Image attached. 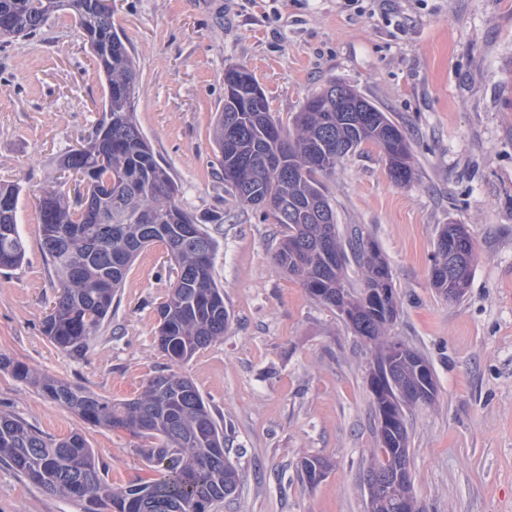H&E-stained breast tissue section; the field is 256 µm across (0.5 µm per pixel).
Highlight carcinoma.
Masks as SVG:
<instances>
[{"instance_id": "obj_1", "label": "carcinoma", "mask_w": 512, "mask_h": 512, "mask_svg": "<svg viewBox=\"0 0 512 512\" xmlns=\"http://www.w3.org/2000/svg\"><path fill=\"white\" fill-rule=\"evenodd\" d=\"M68 10L106 75L103 117L77 149L58 162L62 174L36 197L43 247L53 265L58 291L44 324L60 351L88 349L112 310L133 259L147 246H164L176 277L158 308L161 351L176 365L188 362L224 336L230 315L213 274L216 242L203 228L224 217L201 219L183 207L180 189L161 165L135 117L134 57L112 30V9L102 0H0V44L37 34L57 12ZM228 95L217 113L214 144L224 184L240 207L262 209L287 228L273 264L294 277L313 299L346 314L348 325L375 348L369 386L374 411L404 415L423 386L416 364L395 365L386 356L388 328L399 301L388 262L376 243L344 234L318 176L336 169L364 145L380 148L394 181L413 177V156L400 127L378 106L343 81L333 80L306 97L289 131L270 113L262 88L243 66L226 70ZM342 88L357 104L336 111L333 94ZM21 189L0 183V268L19 266L26 242L18 224ZM474 236L462 224H445L436 239L430 269L435 290L455 300L469 287ZM362 269L361 289L350 286L348 267ZM0 370L33 386L41 395L93 427L123 430L144 442L140 449L155 475L113 486L84 435L47 436L23 420L0 413V461L44 490L80 506L82 512H181L206 510L237 492L239 474L220 430L194 382L175 372L158 374L132 399L106 400L65 380L34 372L0 354ZM385 461L369 466L402 468L400 481L380 499L375 512L407 508L410 467L408 427L376 430ZM159 448H177L167 458Z\"/></svg>"}]
</instances>
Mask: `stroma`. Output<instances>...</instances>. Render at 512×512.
<instances>
[{"label":"stroma","instance_id":"35a3bbf8","mask_svg":"<svg viewBox=\"0 0 512 512\" xmlns=\"http://www.w3.org/2000/svg\"><path fill=\"white\" fill-rule=\"evenodd\" d=\"M112 23L138 68L136 119L195 214L219 211L213 274L231 323L180 371L230 431L241 486L214 512H365L360 476L376 448L370 344L277 271L285 234L225 191L212 127L224 72L245 66L284 127L336 79L399 125L415 176L395 183L378 147L321 176L341 228L372 238L400 301L390 333L431 364L433 404L407 410L411 487L426 512H512V0H112ZM104 75L68 12L0 47V181L24 191L23 265L0 270V354L107 399H130L166 369L156 308L170 279L163 246L127 272L112 313L80 355L44 333L56 278L38 190L93 132ZM465 224L476 261L460 300L429 270L438 231ZM0 411L62 438L83 430L112 484L151 477L140 440L95 428L0 371ZM332 466L302 483V457ZM0 512H81L0 463Z\"/></svg>","mask_w":512,"mask_h":512}]
</instances>
